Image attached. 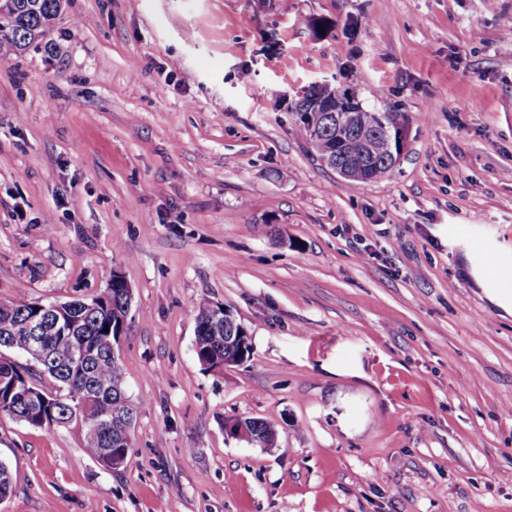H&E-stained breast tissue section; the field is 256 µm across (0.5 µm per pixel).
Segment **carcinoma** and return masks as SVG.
<instances>
[{"label": "carcinoma", "instance_id": "1", "mask_svg": "<svg viewBox=\"0 0 512 512\" xmlns=\"http://www.w3.org/2000/svg\"><path fill=\"white\" fill-rule=\"evenodd\" d=\"M62 9V0H3L0 3V54H20L44 37L57 20ZM336 88L328 85H314L298 98L300 105L294 107L297 133L307 142L314 144L321 137L328 139L343 132L350 133L358 141L360 153L353 161L355 169L349 177L354 184L377 181L385 177L390 168L391 143L385 131L406 129L407 119L400 112H371L361 108L356 93L348 90L366 120L350 125L343 124L342 112H318L317 104L332 98ZM127 299L122 289H108V300L95 310L83 307L82 300L68 302L64 308L65 317L74 338L83 342L89 351V358L73 366L61 356L53 353V347L60 340V330L56 326L57 312L50 304L38 310L33 301L16 298L0 302V345L18 351H26L28 335L22 324L34 315L42 319L40 331L35 340L46 351L49 363L47 370L53 379L54 388L49 389L36 382L38 393L31 395L23 373L26 368L15 360L0 354V416L22 422L33 428H48L50 423H42L41 416L58 421L70 419L76 405L87 400L90 414L114 419L138 417V407L126 395L123 385L121 361L112 359L109 342L112 337L105 335V326L112 325L116 314L125 312ZM219 307L201 304L195 317L194 351L200 365L213 370L217 361L224 359L237 361L250 353V347L241 348L228 343L230 328H212V319ZM252 436L251 444L260 448L275 447L277 430L275 426L260 418H243ZM111 429L105 426L94 434L81 435L87 453L107 468H112V458L127 461L132 443L110 437Z\"/></svg>", "mask_w": 512, "mask_h": 512}]
</instances>
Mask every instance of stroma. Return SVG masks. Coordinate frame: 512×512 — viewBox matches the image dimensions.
<instances>
[{
	"label": "stroma",
	"instance_id": "obj_1",
	"mask_svg": "<svg viewBox=\"0 0 512 512\" xmlns=\"http://www.w3.org/2000/svg\"><path fill=\"white\" fill-rule=\"evenodd\" d=\"M317 83L407 115L386 177L297 134ZM480 244L512 269V0H68L0 56V302L121 271L138 418L109 471L0 417V512H512V278ZM202 303L249 359L203 369ZM245 425L252 436L249 443L258 446L259 448L271 449L276 445L277 430L275 426L260 418H243L236 420Z\"/></svg>",
	"mask_w": 512,
	"mask_h": 512
}]
</instances>
